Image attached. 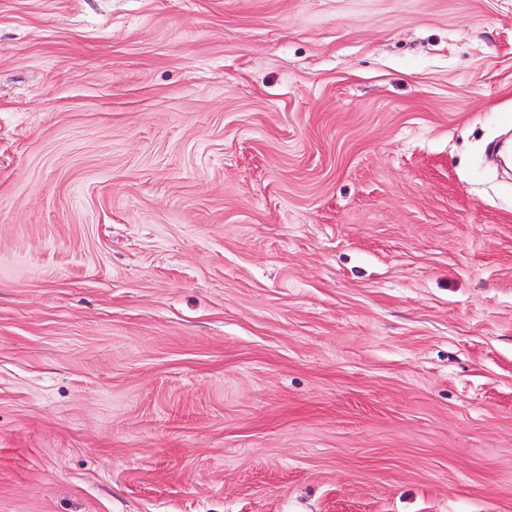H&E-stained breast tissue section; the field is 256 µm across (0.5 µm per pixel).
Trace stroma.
<instances>
[{
  "label": "stroma",
  "mask_w": 512,
  "mask_h": 512,
  "mask_svg": "<svg viewBox=\"0 0 512 512\" xmlns=\"http://www.w3.org/2000/svg\"><path fill=\"white\" fill-rule=\"evenodd\" d=\"M512 0H0V512H512Z\"/></svg>",
  "instance_id": "stroma-1"
}]
</instances>
